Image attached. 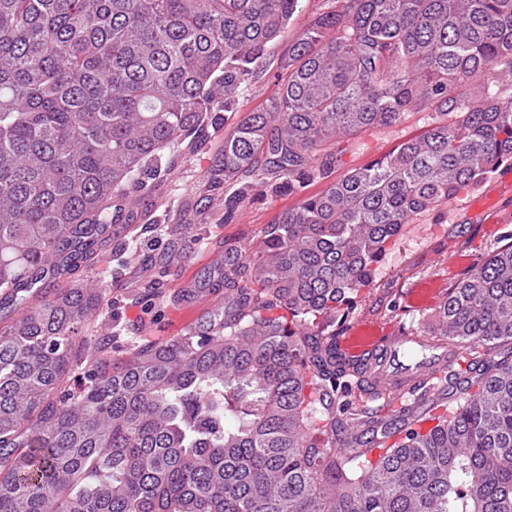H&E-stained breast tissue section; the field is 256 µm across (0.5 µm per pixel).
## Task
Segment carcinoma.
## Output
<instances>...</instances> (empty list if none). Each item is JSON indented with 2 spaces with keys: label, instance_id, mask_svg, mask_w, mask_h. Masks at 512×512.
<instances>
[{
  "label": "carcinoma",
  "instance_id": "1",
  "mask_svg": "<svg viewBox=\"0 0 512 512\" xmlns=\"http://www.w3.org/2000/svg\"><path fill=\"white\" fill-rule=\"evenodd\" d=\"M298 0H0V512H512V244L454 284L429 342L456 405L364 444L336 408L364 365L318 317L367 287L413 217L512 165V0H334L277 91L224 129L216 171L326 174L330 143L420 107L437 123L283 211L224 311L112 361L99 288L26 305L93 259L141 168L234 110ZM321 161L318 166L312 165ZM280 309L283 314L275 316Z\"/></svg>",
  "mask_w": 512,
  "mask_h": 512
}]
</instances>
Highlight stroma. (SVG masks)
<instances>
[{
	"label": "stroma",
	"mask_w": 512,
	"mask_h": 512,
	"mask_svg": "<svg viewBox=\"0 0 512 512\" xmlns=\"http://www.w3.org/2000/svg\"><path fill=\"white\" fill-rule=\"evenodd\" d=\"M333 0H299L286 31L270 42L255 64V78L240 92L237 109L247 112L268 99L276 89L273 74L299 34L317 14L329 11ZM429 111L412 112L398 124L335 143L332 178L366 165L421 134L434 122ZM224 122L208 125L196 147L175 145L161 153L166 173L137 213L127 215L124 231L106 237L91 265L74 269L62 282L44 281L41 293L58 287L92 283L106 301L86 328L100 336L111 327L122 333L113 343V360L127 357L132 341L165 342L186 334L184 322L204 324L213 303H189V291L223 290L213 273L221 262H242L254 252L263 230L284 210L306 196L323 190L327 180L312 178L288 183L286 179L245 176L231 184L214 183L213 161L224 143ZM330 177V178H331ZM247 196L234 210L225 202L239 188ZM492 200L487 228L470 208L473 199ZM512 242V165H501L483 183L459 193L439 209L416 216L387 244L372 267L370 284L349 303L337 308L327 325L344 336L363 321L380 322L423 334L435 328V308H405L406 292L420 283L436 281L448 291L465 277L458 257L479 263L497 248Z\"/></svg>",
	"instance_id": "obj_1"
}]
</instances>
